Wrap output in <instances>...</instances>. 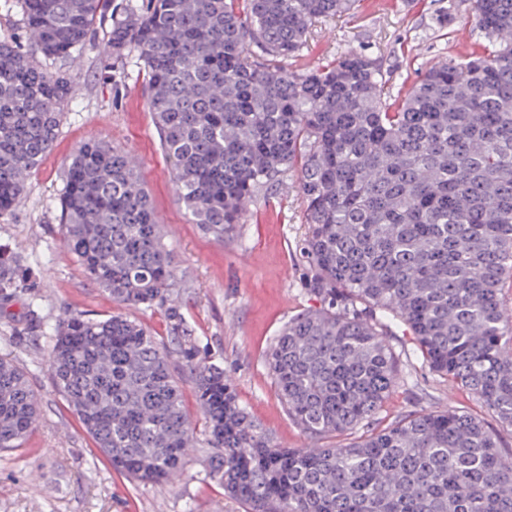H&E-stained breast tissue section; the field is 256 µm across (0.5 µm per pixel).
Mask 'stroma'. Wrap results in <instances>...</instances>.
<instances>
[{
	"mask_svg": "<svg viewBox=\"0 0 512 512\" xmlns=\"http://www.w3.org/2000/svg\"><path fill=\"white\" fill-rule=\"evenodd\" d=\"M470 0H356L347 14L316 22L289 69L307 71L356 51L375 59L392 96L407 92L430 66L448 57L482 51ZM77 93L64 109L53 151L27 179L23 197L0 221V245L36 273L41 330H24L23 303L15 318L0 322V354L24 368L40 401V416L22 447L0 449V512H245L211 477L204 434H197L181 476L144 485L115 473L71 413L48 368L53 327L67 314L92 318L124 313L161 341H169L165 309L120 308L85 274L64 247L60 198L66 164L77 145L99 139L137 163L164 239L175 256L178 302L202 357L221 365L240 404L280 448L316 444L342 447L349 434L316 439L288 415L266 360L288 320L318 307L309 290L311 266L303 249L308 232L296 171L280 177L223 241L188 219L178 200L137 54L116 60L101 37L81 48L75 61L59 60ZM400 383L371 422L372 430L418 413L454 409L487 417L469 392L435 375L409 355V336L390 323Z\"/></svg>",
	"mask_w": 512,
	"mask_h": 512,
	"instance_id": "1",
	"label": "stroma"
}]
</instances>
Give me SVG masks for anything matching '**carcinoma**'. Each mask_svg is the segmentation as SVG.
<instances>
[{
  "mask_svg": "<svg viewBox=\"0 0 512 512\" xmlns=\"http://www.w3.org/2000/svg\"><path fill=\"white\" fill-rule=\"evenodd\" d=\"M26 47L0 36V220L53 150L66 74L35 57L73 56L111 22L104 50L138 54L180 202L218 241L285 172L298 169L320 307L292 318L267 364L288 415L312 436L368 423L398 384L385 318L415 353L469 391L495 425L423 413L343 448L281 449L204 361L178 301L174 262L135 159L77 146L61 233L86 275L120 305L168 304L170 335L204 413L208 467L249 512H512V0H473L492 48L424 72L391 98L376 62L351 52L289 71L316 21L354 0H19ZM0 250V315L33 287ZM42 327L26 306L25 329ZM49 370L112 469L143 484L180 474L194 440L171 355L141 324L73 313L56 324ZM38 399L0 356V449L19 448Z\"/></svg>",
  "mask_w": 512,
  "mask_h": 512,
  "instance_id": "cac0c4a2",
  "label": "carcinoma"
}]
</instances>
